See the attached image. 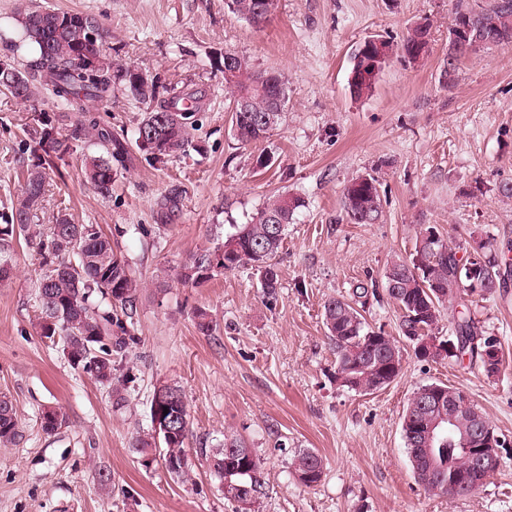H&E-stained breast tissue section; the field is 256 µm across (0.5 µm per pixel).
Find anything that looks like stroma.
Returning <instances> with one entry per match:
<instances>
[{"mask_svg":"<svg viewBox=\"0 0 512 512\" xmlns=\"http://www.w3.org/2000/svg\"><path fill=\"white\" fill-rule=\"evenodd\" d=\"M32 4L93 17L114 68L145 72L163 97L198 91L204 105L191 146L158 160L135 143L146 104L115 86L92 109L128 148L111 195L84 184V160L97 147L82 139L53 174L37 218L50 224L63 208L74 223L100 225L140 284L138 343L120 365L135 376L124 405L37 334L41 258L26 244L11 253L12 274L0 280V393L16 407L20 436L0 446V512H235L204 459L187 483L161 459L141 464L132 443L150 430V400L164 385L183 394L190 450L232 435L260 457L269 495L259 512H512V282L470 307L501 342L502 368L492 378L466 360L418 359L398 334L397 308L372 298L366 320L396 337L403 369L364 395L337 384L323 324L327 298L351 296L360 282L383 289L387 264L411 258L423 228L467 248L512 240V198L499 192L512 184V45L449 72L455 0H279L260 27L231 15L226 0H0V56ZM423 17L432 24L427 54L415 62L392 55L373 91L351 96L354 50L370 37L400 44ZM228 48L286 81L284 117L264 141L244 144L233 134ZM59 110L51 93L21 102L0 90V214L23 184L31 113ZM361 175L380 184L375 224L350 223L343 208L344 186ZM173 191L179 207L162 217L158 203ZM282 193L305 205L275 258V300L264 298L251 266L197 283L179 279L192 254L221 243ZM431 383L463 389L504 443L498 470L466 497L432 494L412 474L403 417L412 393ZM49 406L67 420L51 435L40 425ZM303 449L323 459L311 487L291 472ZM102 469L110 487L99 482Z\"/></svg>","mask_w":512,"mask_h":512,"instance_id":"1","label":"stroma"}]
</instances>
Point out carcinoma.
<instances>
[{"label": "carcinoma", "instance_id": "carcinoma-1", "mask_svg": "<svg viewBox=\"0 0 512 512\" xmlns=\"http://www.w3.org/2000/svg\"><path fill=\"white\" fill-rule=\"evenodd\" d=\"M231 12L253 22L255 0H228ZM455 19L470 24L481 38L492 46L512 44V0H489L472 4L457 0ZM86 23L99 30L96 21L78 13L59 12L42 6H29L20 20V41L16 48L29 43L39 47L31 58L18 54L0 57V88L13 98L28 102L42 91L52 92L57 102L67 110L86 113V103L102 102L112 97V84L120 80L135 99L149 105V111L136 129L139 147L161 158L185 150L189 144L187 120L199 110L200 98L183 93L161 102L153 82L137 69L116 70L102 40L81 39ZM431 23L423 18L409 30L401 44L386 43V50L400 52L403 58L417 61L428 51ZM470 54L468 47L448 38V70L456 68L460 58ZM224 87L232 97V122L239 141L250 143L266 137L279 124L284 112L286 83L277 71L257 72L248 61L236 55L234 65L224 70ZM250 102V111H240L242 100ZM88 136L98 146V152L86 158L84 181L103 197L110 195L114 179L112 161L123 157V143L111 133L99 128L93 117H86L75 128V136ZM73 151L72 142L60 133V128L41 112L32 117L31 133L23 145V153L35 159L26 169L21 195L11 213L0 224V255L10 254L20 239H28L32 218L42 209L46 194L48 172L58 169V162ZM343 205L353 224H375L381 217V198L374 177L356 178L343 191ZM304 206L297 196L280 194L264 205L247 224L234 227L215 248L195 252L183 265L180 278L199 282L210 278L215 269L212 256L220 251V269L232 272L252 266L262 269V288L269 299L275 298L278 274L275 268L277 253L283 245L288 224L295 212ZM41 256L42 273L37 281L40 314L37 333L61 343L68 363L82 369L98 383L111 390L116 404L125 402V383L113 386L112 357L124 356L137 345L131 310L137 285L128 263L114 253L111 239L97 224H74L67 215L59 214L55 223L39 233L36 242ZM459 247L442 240L431 242L419 251L420 259H396L385 274V295L400 311L398 327L402 335L414 337L432 335L437 328L443 307L450 311L468 310L471 298L486 297L507 287L512 268L506 256L482 253L480 275L476 281L458 282L456 269L469 258L458 256ZM377 296V290L359 283L353 299L330 297L323 305V320L335 357L336 378H341L368 391L392 382L402 370V355L396 340L381 330H374L357 304L364 298ZM454 352L441 357L470 359L480 364L486 376L500 371L502 359L488 361V348L501 353V343L486 336L474 320L464 314L448 320V339ZM170 413L176 414L177 431L166 436L151 432L136 437L133 447L143 465L150 463V452H158L165 469L173 477L187 479L191 467L182 466L187 455L186 440L190 433V414L183 394L175 386L167 387ZM441 414L439 409H423L417 395L409 399L404 418L412 416L429 420ZM66 425L64 414L48 408L42 413L41 427L52 434ZM404 445L413 470L418 472L422 485L434 494H448V480L463 472L470 449L457 443H429L412 439L402 429ZM19 424L12 400L0 394V445L16 443ZM236 448L239 453L229 454ZM209 462L210 472L224 484L241 486L231 498L240 512H258L269 485L260 458L245 443L233 436L224 438V447L200 449ZM322 458L312 449H303L295 456L293 472L305 486L320 481Z\"/></svg>", "mask_w": 512, "mask_h": 512}]
</instances>
